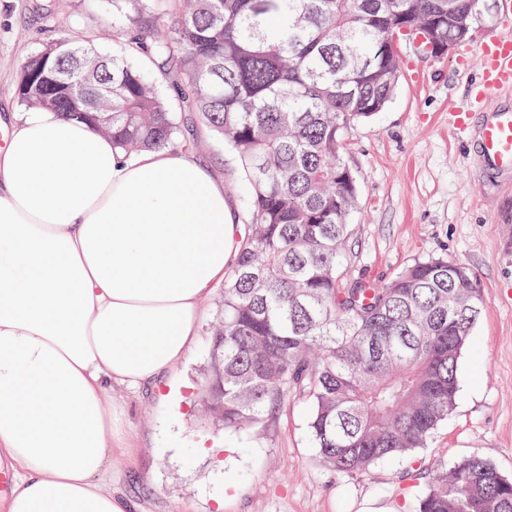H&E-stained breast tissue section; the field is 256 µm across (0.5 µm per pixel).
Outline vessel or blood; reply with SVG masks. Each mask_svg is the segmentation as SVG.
Returning <instances> with one entry per match:
<instances>
[{"instance_id":"obj_1","label":"vessel or blood","mask_w":512,"mask_h":512,"mask_svg":"<svg viewBox=\"0 0 512 512\" xmlns=\"http://www.w3.org/2000/svg\"><path fill=\"white\" fill-rule=\"evenodd\" d=\"M479 76L470 90L465 107H451V122L463 135L477 133L480 141L479 161L493 173L512 175V108L489 109L491 97L512 89V34L487 41L476 50ZM488 112L487 121L472 130L470 115Z\"/></svg>"}]
</instances>
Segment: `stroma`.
Here are the masks:
<instances>
[{"label":"stroma","instance_id":"35a3bbf8","mask_svg":"<svg viewBox=\"0 0 512 512\" xmlns=\"http://www.w3.org/2000/svg\"><path fill=\"white\" fill-rule=\"evenodd\" d=\"M505 0H485L472 41L444 57L400 43L403 68L382 111L350 131L345 159L358 187L342 269L346 278L383 280L413 259L445 255L474 274L482 313L459 365L453 412L427 447L370 471L339 474L319 459L307 429L306 401L289 397L258 427L228 431L201 414L202 384L223 284L201 305L191 356L160 387L115 393L128 449L112 456V491L126 512H413L410 468L447 465L477 453L512 478V188L476 161L474 139L448 124L477 79V47L507 31ZM126 18L112 0H0V116L20 111L15 87L37 48L62 30L119 54L114 28ZM194 155L220 178L239 217L250 187L223 139L201 133ZM222 451L226 475L213 476L199 444ZM223 492V506L213 495Z\"/></svg>","mask_w":512,"mask_h":512}]
</instances>
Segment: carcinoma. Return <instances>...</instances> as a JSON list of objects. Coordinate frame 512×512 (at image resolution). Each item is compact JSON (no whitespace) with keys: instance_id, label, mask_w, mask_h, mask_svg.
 <instances>
[{"instance_id":"carcinoma-1","label":"carcinoma","mask_w":512,"mask_h":512,"mask_svg":"<svg viewBox=\"0 0 512 512\" xmlns=\"http://www.w3.org/2000/svg\"><path fill=\"white\" fill-rule=\"evenodd\" d=\"M123 55L71 34L36 50L16 88L27 109L90 122L127 156L199 147L192 114L236 155L247 230L212 326L204 412L238 431L294 390L319 458L366 472L427 445L452 412L480 284L443 255L385 283L348 281L357 202L348 130L382 111L400 76L393 32L454 35L480 0H122ZM143 57L167 91L133 62ZM415 512H512V479L473 454L434 470Z\"/></svg>"}]
</instances>
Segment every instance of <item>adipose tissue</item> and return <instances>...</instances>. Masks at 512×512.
<instances>
[{
	"label": "adipose tissue",
	"instance_id": "obj_1",
	"mask_svg": "<svg viewBox=\"0 0 512 512\" xmlns=\"http://www.w3.org/2000/svg\"><path fill=\"white\" fill-rule=\"evenodd\" d=\"M0 149V512H125L112 391L192 351L241 235L187 152L128 157L86 122L14 113Z\"/></svg>",
	"mask_w": 512,
	"mask_h": 512
}]
</instances>
